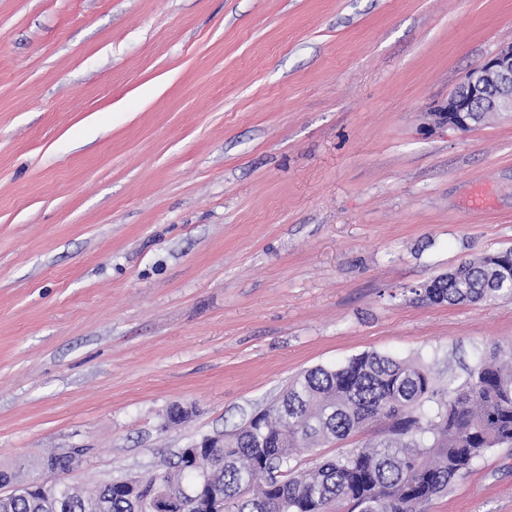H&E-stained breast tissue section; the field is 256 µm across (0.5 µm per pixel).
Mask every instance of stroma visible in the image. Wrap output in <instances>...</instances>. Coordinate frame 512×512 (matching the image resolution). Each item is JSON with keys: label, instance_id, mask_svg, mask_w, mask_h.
<instances>
[{"label": "stroma", "instance_id": "35a3bbf8", "mask_svg": "<svg viewBox=\"0 0 512 512\" xmlns=\"http://www.w3.org/2000/svg\"><path fill=\"white\" fill-rule=\"evenodd\" d=\"M509 43L512 0H0V470L147 479L312 367L512 346L416 293L512 247V117L431 118ZM427 512H512V450Z\"/></svg>", "mask_w": 512, "mask_h": 512}]
</instances>
